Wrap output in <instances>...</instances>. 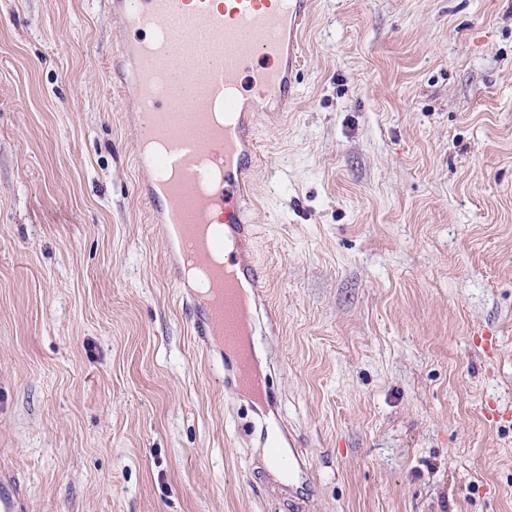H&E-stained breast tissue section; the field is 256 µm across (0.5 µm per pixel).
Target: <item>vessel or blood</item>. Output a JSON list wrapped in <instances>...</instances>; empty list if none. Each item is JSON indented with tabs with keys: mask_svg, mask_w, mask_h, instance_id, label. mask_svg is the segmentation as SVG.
<instances>
[{
	"mask_svg": "<svg viewBox=\"0 0 512 512\" xmlns=\"http://www.w3.org/2000/svg\"><path fill=\"white\" fill-rule=\"evenodd\" d=\"M311 0H107L120 21L109 73L118 100L139 120L141 139H161L153 154L136 149L139 169L151 176L138 187L151 219L173 249L186 256H224L211 273L212 289L197 292L180 278L193 314L197 342L217 343L236 357V377L261 396L266 386L254 374L239 336L272 318L261 267L247 243L254 228L244 201L260 165L256 148L259 105L287 111L295 97L293 71L301 59L300 33ZM231 119L214 122L212 106ZM208 183L207 193L186 204L180 184ZM294 463L284 464L277 439L268 460L280 467L289 490L303 494L309 464L302 443L292 439ZM28 491L7 465L0 466V512H27Z\"/></svg>",
	"mask_w": 512,
	"mask_h": 512,
	"instance_id": "obj_1",
	"label": "vessel or blood"
}]
</instances>
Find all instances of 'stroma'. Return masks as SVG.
<instances>
[{
	"label": "stroma",
	"instance_id": "1",
	"mask_svg": "<svg viewBox=\"0 0 512 512\" xmlns=\"http://www.w3.org/2000/svg\"><path fill=\"white\" fill-rule=\"evenodd\" d=\"M251 194L259 407L190 333L99 0H0V463L28 512H512V0H312ZM288 433L292 440L290 445L292 454L296 460V463L289 462L288 467H281V473L283 481L288 485V489L295 491L298 495H303L307 487L308 472L311 470V465L306 464L303 456L302 443L299 438H294L288 430Z\"/></svg>",
	"mask_w": 512,
	"mask_h": 512
}]
</instances>
